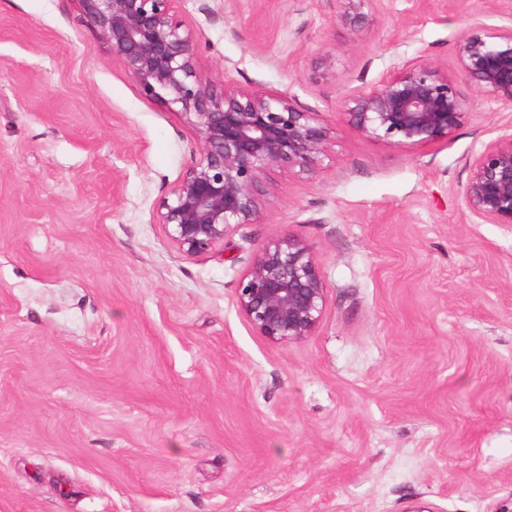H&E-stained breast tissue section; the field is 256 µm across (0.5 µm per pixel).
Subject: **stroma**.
<instances>
[{"label":"stroma","mask_w":512,"mask_h":512,"mask_svg":"<svg viewBox=\"0 0 512 512\" xmlns=\"http://www.w3.org/2000/svg\"><path fill=\"white\" fill-rule=\"evenodd\" d=\"M178 0L217 83L287 94L335 142L268 169L256 223L189 256L157 222L196 128L143 94L77 0H0V512H512V224L467 210L466 162L512 132L456 44L512 0ZM331 50V73L314 77ZM423 58L467 99L448 139L361 136L353 89ZM313 246L312 336H259L238 282ZM339 2L338 19L346 27L357 28L377 21L373 9L375 0H337Z\"/></svg>","instance_id":"35a3bbf8"}]
</instances>
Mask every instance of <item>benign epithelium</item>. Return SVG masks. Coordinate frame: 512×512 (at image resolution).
<instances>
[{
  "instance_id": "7a95c632",
  "label": "benign epithelium",
  "mask_w": 512,
  "mask_h": 512,
  "mask_svg": "<svg viewBox=\"0 0 512 512\" xmlns=\"http://www.w3.org/2000/svg\"><path fill=\"white\" fill-rule=\"evenodd\" d=\"M87 24L121 60L145 96L174 105L196 128L202 157L171 187L158 223L187 255L210 251L237 224H251L273 188L275 165L319 171L333 131L279 92L218 86L201 71L178 0H78ZM338 19L357 28L377 21L374 0H338ZM463 73L479 90L512 101V26H476L456 45ZM342 110L363 137L420 149L448 138L466 100L425 59L405 61L369 90L349 91ZM464 201L488 224H512V133L467 163ZM240 314L266 340L286 345L312 335L326 302L316 252L280 235L260 249L236 288Z\"/></svg>"
}]
</instances>
